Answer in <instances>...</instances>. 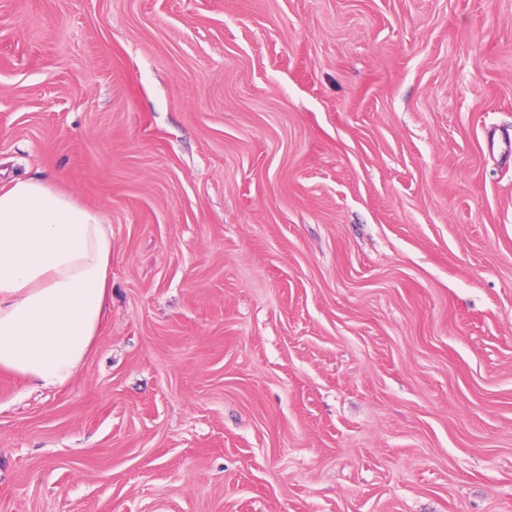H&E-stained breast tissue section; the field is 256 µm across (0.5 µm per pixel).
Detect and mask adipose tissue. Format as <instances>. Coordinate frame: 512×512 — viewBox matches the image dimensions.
I'll return each mask as SVG.
<instances>
[{
	"instance_id": "obj_1",
	"label": "adipose tissue",
	"mask_w": 512,
	"mask_h": 512,
	"mask_svg": "<svg viewBox=\"0 0 512 512\" xmlns=\"http://www.w3.org/2000/svg\"><path fill=\"white\" fill-rule=\"evenodd\" d=\"M112 236L101 212L53 186L0 188V370L66 386L99 334Z\"/></svg>"
}]
</instances>
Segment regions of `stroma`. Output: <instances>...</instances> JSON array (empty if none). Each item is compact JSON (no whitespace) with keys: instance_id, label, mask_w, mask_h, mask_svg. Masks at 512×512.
<instances>
[{"instance_id":"stroma-1","label":"stroma","mask_w":512,"mask_h":512,"mask_svg":"<svg viewBox=\"0 0 512 512\" xmlns=\"http://www.w3.org/2000/svg\"><path fill=\"white\" fill-rule=\"evenodd\" d=\"M112 234L0 512H512V0H0V186Z\"/></svg>"}]
</instances>
